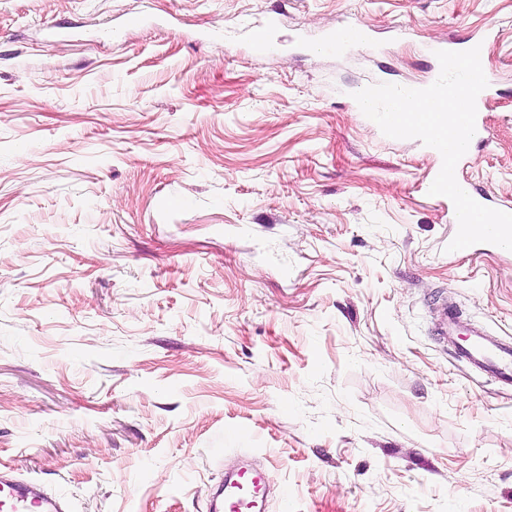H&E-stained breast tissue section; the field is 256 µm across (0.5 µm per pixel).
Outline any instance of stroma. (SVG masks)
Instances as JSON below:
<instances>
[{"mask_svg":"<svg viewBox=\"0 0 512 512\" xmlns=\"http://www.w3.org/2000/svg\"><path fill=\"white\" fill-rule=\"evenodd\" d=\"M344 20L375 47L307 48ZM490 30L462 172L512 203V0H0V470L207 512L245 452L269 512H512V389L431 334L512 342V253H446L422 142L351 106ZM278 26L275 19H270L262 25L248 24L245 26L250 49L258 54H273L280 50L279 41L274 37Z\"/></svg>","mask_w":512,"mask_h":512,"instance_id":"stroma-1","label":"stroma"}]
</instances>
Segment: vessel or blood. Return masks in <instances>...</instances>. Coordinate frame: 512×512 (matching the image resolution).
<instances>
[{"label":"vessel or blood","mask_w":512,"mask_h":512,"mask_svg":"<svg viewBox=\"0 0 512 512\" xmlns=\"http://www.w3.org/2000/svg\"><path fill=\"white\" fill-rule=\"evenodd\" d=\"M277 26L273 19L247 25L250 49L258 54L278 52L280 43L274 36ZM368 41L369 33L362 24L347 22L324 31L312 45L338 53L359 49ZM433 330L444 340L466 337V344L456 350L457 360L500 386H512V343L490 336L479 325L463 324L458 311L444 306L436 309ZM267 487L265 470L243 466L225 472L212 497L210 512H267ZM0 512H67V508L62 498L35 494L27 483L0 473Z\"/></svg>","instance_id":"b4317fda"}]
</instances>
